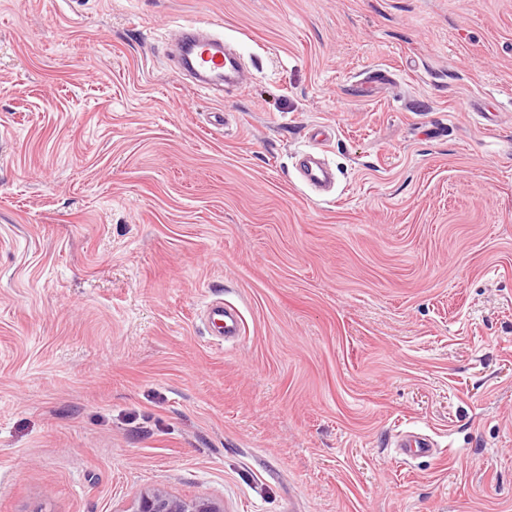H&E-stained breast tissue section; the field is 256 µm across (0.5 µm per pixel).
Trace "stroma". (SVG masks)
Returning a JSON list of instances; mask_svg holds the SVG:
<instances>
[{"label": "stroma", "mask_w": 512, "mask_h": 512, "mask_svg": "<svg viewBox=\"0 0 512 512\" xmlns=\"http://www.w3.org/2000/svg\"><path fill=\"white\" fill-rule=\"evenodd\" d=\"M157 489L512 512V0H0V512ZM178 66L195 77L196 90L206 92L214 82L224 83L235 77L236 61L224 53V43L210 37L195 24H187L174 45ZM207 313L213 324L218 327L219 334L224 335V340H230L239 335L242 317L237 309L213 305L207 309Z\"/></svg>", "instance_id": "1"}]
</instances>
